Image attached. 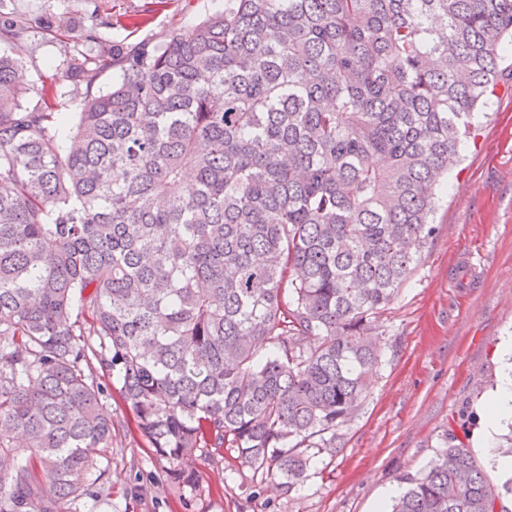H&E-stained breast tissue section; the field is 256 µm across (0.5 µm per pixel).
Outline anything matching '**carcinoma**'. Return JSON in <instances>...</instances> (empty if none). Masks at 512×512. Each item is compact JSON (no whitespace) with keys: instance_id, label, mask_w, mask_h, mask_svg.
<instances>
[{"instance_id":"1","label":"carcinoma","mask_w":512,"mask_h":512,"mask_svg":"<svg viewBox=\"0 0 512 512\" xmlns=\"http://www.w3.org/2000/svg\"><path fill=\"white\" fill-rule=\"evenodd\" d=\"M25 31L0 16V41ZM509 46L512 0H224L68 66L120 74L67 135L0 53V512H71L99 482L111 371L178 484L199 448L285 494L336 455ZM403 483L383 512L512 500L453 433Z\"/></svg>"}]
</instances>
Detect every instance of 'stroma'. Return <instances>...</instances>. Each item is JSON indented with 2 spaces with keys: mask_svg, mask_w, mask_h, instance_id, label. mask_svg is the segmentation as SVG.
I'll list each match as a JSON object with an SVG mask.
<instances>
[{
  "mask_svg": "<svg viewBox=\"0 0 512 512\" xmlns=\"http://www.w3.org/2000/svg\"><path fill=\"white\" fill-rule=\"evenodd\" d=\"M28 20L10 52L27 67L32 107L52 87L59 111H80L83 89L65 75L64 58L111 57L114 49L160 43L223 11L224 0H0ZM97 38L84 40L87 30ZM449 173L433 216L435 231L397 298L378 323L383 363L352 420L338 430L335 455L315 456L301 488L283 494L274 479L241 461L196 451L183 461L196 483L167 475L168 464L121 424L122 403L108 410L119 424L103 477L112 512H375L403 475L427 470L449 432L464 430L474 448L482 404L499 386L504 338L512 334V52ZM474 423L461 425L462 413Z\"/></svg>",
  "mask_w": 512,
  "mask_h": 512,
  "instance_id": "stroma-1",
  "label": "stroma"
}]
</instances>
